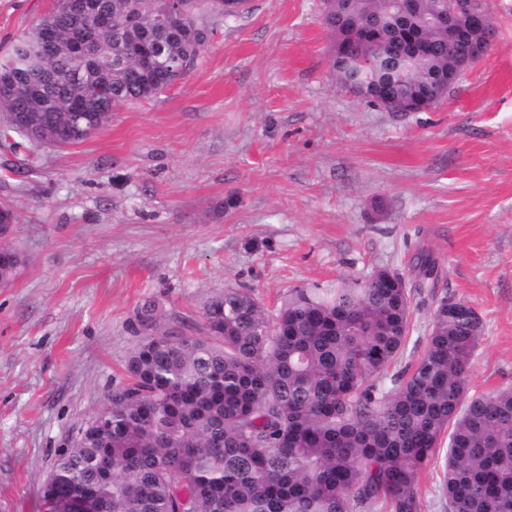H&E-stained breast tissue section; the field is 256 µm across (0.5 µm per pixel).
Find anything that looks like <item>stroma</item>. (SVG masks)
<instances>
[{
    "label": "stroma",
    "instance_id": "1",
    "mask_svg": "<svg viewBox=\"0 0 512 512\" xmlns=\"http://www.w3.org/2000/svg\"><path fill=\"white\" fill-rule=\"evenodd\" d=\"M56 3L0 0V50ZM324 8L207 16L194 68L87 139L0 143L25 259L0 287V512H44L57 452L104 405L147 303L193 335L225 289L272 312L288 289L388 269L412 286L401 365L451 297L483 322L472 392L512 387V0H489L491 50L426 112L341 87ZM422 250L437 287L413 285Z\"/></svg>",
    "mask_w": 512,
    "mask_h": 512
}]
</instances>
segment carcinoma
I'll list each match as a JSON object with an SVG mask.
<instances>
[{
	"instance_id": "obj_1",
	"label": "carcinoma",
	"mask_w": 512,
	"mask_h": 512,
	"mask_svg": "<svg viewBox=\"0 0 512 512\" xmlns=\"http://www.w3.org/2000/svg\"><path fill=\"white\" fill-rule=\"evenodd\" d=\"M351 18L331 12V68L344 84L391 96L416 111L448 94V32L424 24L447 0H417L401 24L399 0H349ZM73 18L66 0L38 18L0 58V82L37 91L0 106L30 117L28 126L0 123L34 147L86 139L71 126L72 102L103 91V116L156 96L192 68L212 28L206 14L231 17L216 0H85ZM112 26L97 28L98 13ZM135 13L139 22L127 25ZM387 20L370 41L363 22ZM79 23L97 42L90 63L70 41ZM58 35L47 58L20 54L16 44L41 31ZM159 51L155 67L131 79L139 44ZM415 287L433 288L437 259L421 252ZM391 271L336 286L293 288L269 315L249 292L226 288L202 313L199 336L162 328L153 304L131 323L140 337L126 375L105 405L55 459L42 487L57 503L87 494L94 512H423L419 476L439 458L449 512H512V387L470 393L469 374L483 332L476 311L461 300L437 304L423 356L388 375L405 348L411 300ZM390 377L386 388L382 379Z\"/></svg>"
}]
</instances>
